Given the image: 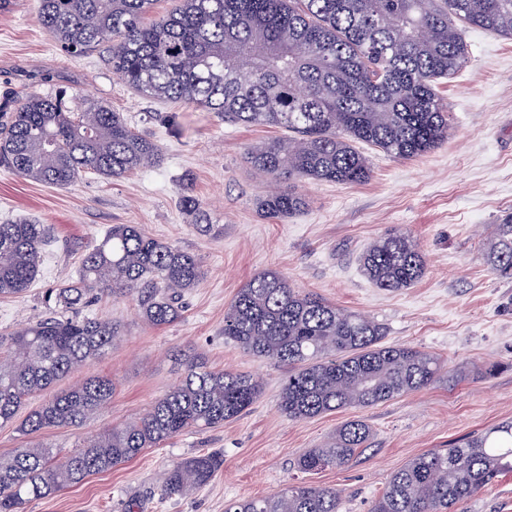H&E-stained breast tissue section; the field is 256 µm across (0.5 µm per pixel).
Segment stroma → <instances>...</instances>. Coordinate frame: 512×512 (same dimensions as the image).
<instances>
[{
    "label": "stroma",
    "instance_id": "1",
    "mask_svg": "<svg viewBox=\"0 0 512 512\" xmlns=\"http://www.w3.org/2000/svg\"><path fill=\"white\" fill-rule=\"evenodd\" d=\"M39 0H13L0 12V97L66 90V104L96 101L121 113L162 149L158 165L120 179L85 172L73 184L26 181L0 165V223L29 217L51 225L38 276L19 297L0 298V331L39 319L49 288L75 278L82 254L115 224H138L151 237L197 255L205 272L185 297L175 323L154 327L130 299L106 298L91 316L117 321L115 347L61 381L112 379L111 400L81 427L43 430L39 443L70 450L104 430L135 421L179 379L171 355L194 348L215 369L251 373L264 392L224 426L192 430L133 460L54 495L26 512H224L235 499L270 495L297 479L342 492V512H370L390 476L413 457L485 428L512 422V278L486 256L495 226L512 215V40L479 27L464 30L469 59L437 92L453 114L448 138L427 154L399 159L372 150L361 184L305 180L307 209L267 218L256 200L268 178L244 161L250 146L280 136L277 128L224 124L215 113L137 95L113 78L108 52L67 54L41 26ZM199 200L223 236L200 235L181 195ZM393 229L421 246L427 272L396 292L362 273L363 248ZM273 268L313 293L385 324L388 344L410 345L444 363L447 380L369 408L292 420L278 408L283 371L224 339V311L255 274ZM364 420L373 436L348 467L300 474L297 458L320 447L344 422ZM215 451L224 466L201 488L164 499V472ZM456 512H512V473L460 502Z\"/></svg>",
    "mask_w": 512,
    "mask_h": 512
}]
</instances>
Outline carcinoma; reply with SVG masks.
I'll list each match as a JSON object with an SVG mask.
<instances>
[{"label": "carcinoma", "mask_w": 512, "mask_h": 512, "mask_svg": "<svg viewBox=\"0 0 512 512\" xmlns=\"http://www.w3.org/2000/svg\"><path fill=\"white\" fill-rule=\"evenodd\" d=\"M157 0H40L39 22L66 52L108 47L112 76L139 95L217 114L237 126H271L288 136L250 147L245 161L273 187L258 202L267 217L305 210L307 200L279 185L302 179L362 183L371 175L365 144L401 159L421 156L448 138L449 113L437 84L469 56L459 25L512 39V0H176L152 17ZM65 91L32 92L0 113V163L31 182L73 183L86 169L106 179L161 161L160 146L111 108L90 103L73 112ZM179 205L196 230L224 234L191 195ZM50 227L20 219L0 224V298L27 292ZM489 261L512 276V217L496 225ZM364 275L385 291L408 288L426 272L420 245L394 230L359 255ZM198 257L148 236L136 224H114L80 260L78 278L52 290L40 319L0 332V424L25 436L48 427H79L112 398L107 377H89L19 417L30 396L105 355L121 326L85 310L101 295L135 301L153 326L181 318L199 286ZM374 318L296 291L265 270L246 282L224 310V339L287 368L279 409L308 419L348 407L367 408L442 378L434 355L384 343ZM177 384L131 424L114 426L69 454L35 444L0 457V512H25L48 497L136 458L190 429L224 425L262 395L253 375L215 370L199 356L180 360ZM351 420L319 448L299 456L306 474L349 464L370 440ZM224 465L217 452L168 469L165 498L206 485ZM512 471V423L494 426L443 450L409 460L388 482L372 512H455L503 472ZM336 488L291 484L224 512H340Z\"/></svg>", "instance_id": "carcinoma-1"}]
</instances>
